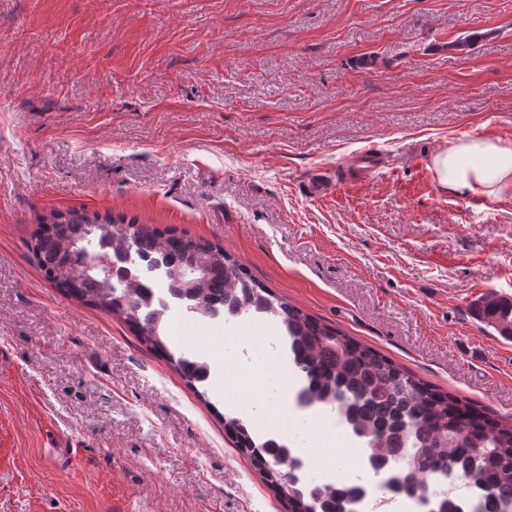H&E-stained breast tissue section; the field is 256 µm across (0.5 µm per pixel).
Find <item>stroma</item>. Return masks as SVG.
<instances>
[{
  "mask_svg": "<svg viewBox=\"0 0 512 512\" xmlns=\"http://www.w3.org/2000/svg\"><path fill=\"white\" fill-rule=\"evenodd\" d=\"M512 141V0H0V512H287L223 414L265 418L297 382L278 325L189 388L111 313L46 281L55 210L223 246L275 295L512 423V197L439 189L432 156ZM253 366L237 396L225 369ZM290 439L329 479L322 412ZM478 315L499 336L512 340V302L491 296L477 309Z\"/></svg>",
  "mask_w": 512,
  "mask_h": 512,
  "instance_id": "stroma-1",
  "label": "stroma"
}]
</instances>
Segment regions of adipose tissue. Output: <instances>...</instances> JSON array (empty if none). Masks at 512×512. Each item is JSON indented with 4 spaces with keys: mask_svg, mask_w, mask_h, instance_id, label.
Wrapping results in <instances>:
<instances>
[{
    "mask_svg": "<svg viewBox=\"0 0 512 512\" xmlns=\"http://www.w3.org/2000/svg\"><path fill=\"white\" fill-rule=\"evenodd\" d=\"M432 165L442 189L512 194V142L494 137L457 141L438 150Z\"/></svg>",
    "mask_w": 512,
    "mask_h": 512,
    "instance_id": "ef3b65f1",
    "label": "adipose tissue"
}]
</instances>
